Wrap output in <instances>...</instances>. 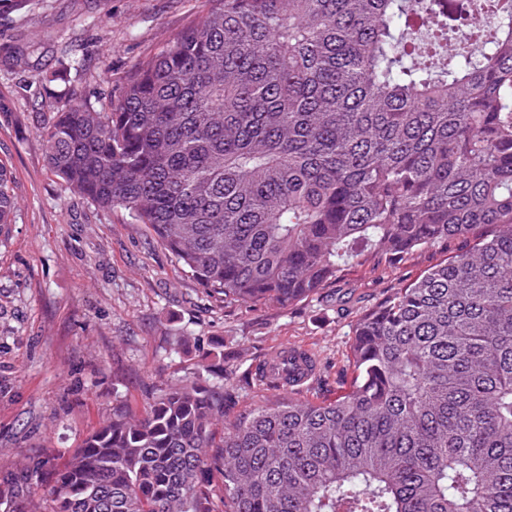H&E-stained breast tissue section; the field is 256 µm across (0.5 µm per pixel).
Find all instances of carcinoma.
I'll use <instances>...</instances> for the list:
<instances>
[{
  "mask_svg": "<svg viewBox=\"0 0 512 512\" xmlns=\"http://www.w3.org/2000/svg\"><path fill=\"white\" fill-rule=\"evenodd\" d=\"M209 3L117 104L75 97L41 128L71 191L249 307L491 232L361 315L335 399L231 419L210 352L62 466L14 461L20 512H216L215 471L222 512H512V0H487L485 41L467 0ZM10 183L0 165V225Z\"/></svg>",
  "mask_w": 512,
  "mask_h": 512,
  "instance_id": "1",
  "label": "carcinoma"
}]
</instances>
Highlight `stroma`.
<instances>
[{"label": "stroma", "mask_w": 512, "mask_h": 512, "mask_svg": "<svg viewBox=\"0 0 512 512\" xmlns=\"http://www.w3.org/2000/svg\"><path fill=\"white\" fill-rule=\"evenodd\" d=\"M207 9L206 0H38L0 17V163L15 199L0 230L1 467L43 454L62 465L113 404L143 409L146 389L193 378L216 346L240 379L232 413L279 398L245 377L284 347L316 361L292 397L333 398L351 379L358 316L468 244L452 238L392 266L350 268L290 307L248 308L210 295L127 211L72 193L47 164L41 127L72 97L119 100L134 67ZM19 51L28 67H15ZM74 58L83 69H69ZM179 336L190 338L187 352H174Z\"/></svg>", "instance_id": "35a3bbf8"}]
</instances>
